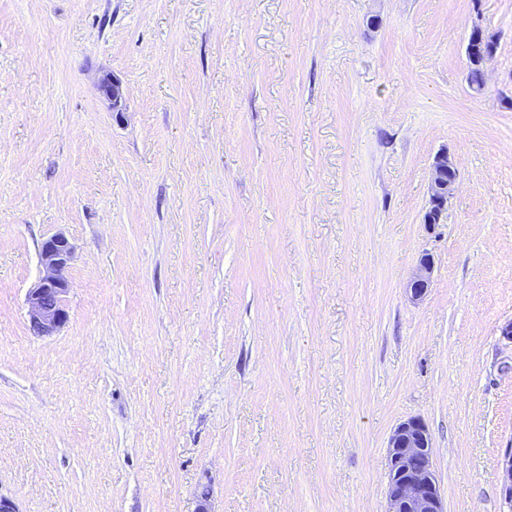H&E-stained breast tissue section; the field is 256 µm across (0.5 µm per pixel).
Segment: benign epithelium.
Returning a JSON list of instances; mask_svg holds the SVG:
<instances>
[{
  "label": "benign epithelium",
  "instance_id": "7a95c632",
  "mask_svg": "<svg viewBox=\"0 0 512 512\" xmlns=\"http://www.w3.org/2000/svg\"><path fill=\"white\" fill-rule=\"evenodd\" d=\"M100 90L120 111L123 90L120 82L102 79ZM457 171L441 152L434 157L429 181V206L442 219L448 200L455 192ZM72 245L62 234L47 238L41 245L40 261L44 275L27 295L28 322L38 337L55 335L68 319L64 301L70 289L66 268ZM433 262L423 256L407 288L414 300L424 297L431 285ZM390 479L385 512H446L440 487L434 475L431 435L419 418L400 423L389 440Z\"/></svg>",
  "mask_w": 512,
  "mask_h": 512
}]
</instances>
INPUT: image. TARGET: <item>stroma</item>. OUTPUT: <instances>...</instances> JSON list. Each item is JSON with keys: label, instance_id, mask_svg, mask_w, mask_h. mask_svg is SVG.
Here are the masks:
<instances>
[{"label": "stroma", "instance_id": "1", "mask_svg": "<svg viewBox=\"0 0 512 512\" xmlns=\"http://www.w3.org/2000/svg\"><path fill=\"white\" fill-rule=\"evenodd\" d=\"M443 151L457 188L428 224ZM56 233L69 318L36 337ZM510 323L512 0H0L19 512H385L411 417L447 512H512ZM72 249L63 234H55L41 245L44 275L27 295L29 329L34 336L55 335L68 319L64 301L70 289L66 268ZM433 271V262L429 255H424L418 263V266L409 281L407 288L414 300H420L426 294L431 285Z\"/></svg>", "mask_w": 512, "mask_h": 512}]
</instances>
